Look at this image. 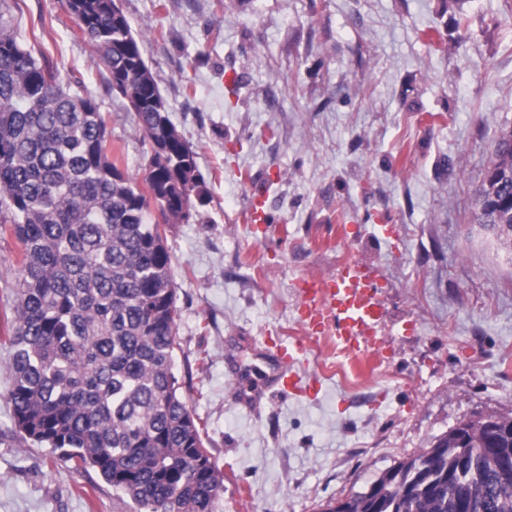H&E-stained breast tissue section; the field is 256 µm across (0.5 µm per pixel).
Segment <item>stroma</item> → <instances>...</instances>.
<instances>
[{
    "mask_svg": "<svg viewBox=\"0 0 512 512\" xmlns=\"http://www.w3.org/2000/svg\"><path fill=\"white\" fill-rule=\"evenodd\" d=\"M121 6L211 197L210 223L166 235L176 373L224 473V512H319L458 422L512 416V252L474 207L512 130V0ZM38 17V49L99 102L113 155L141 176L136 116L60 0L0 19L27 35ZM259 188L269 220L252 224ZM348 259L381 281L384 361L296 318L298 279ZM281 340L304 342L309 396L258 389L262 351ZM9 355L0 341V512H135L95 470L16 434Z\"/></svg>",
    "mask_w": 512,
    "mask_h": 512,
    "instance_id": "obj_1",
    "label": "stroma"
}]
</instances>
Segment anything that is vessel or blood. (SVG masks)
Listing matches in <instances>:
<instances>
[{
    "instance_id": "b4317fda",
    "label": "vessel or blood",
    "mask_w": 512,
    "mask_h": 512,
    "mask_svg": "<svg viewBox=\"0 0 512 512\" xmlns=\"http://www.w3.org/2000/svg\"><path fill=\"white\" fill-rule=\"evenodd\" d=\"M379 286L365 266L356 261L344 262L328 278L301 280L300 319L310 334L334 336L344 352L385 358L387 343L375 335L372 326ZM304 353L305 347L299 342L276 345L272 380L279 388H296L291 369Z\"/></svg>"
}]
</instances>
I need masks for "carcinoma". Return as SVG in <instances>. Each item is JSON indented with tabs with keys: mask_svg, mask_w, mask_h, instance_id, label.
Returning <instances> with one entry per match:
<instances>
[{
	"mask_svg": "<svg viewBox=\"0 0 512 512\" xmlns=\"http://www.w3.org/2000/svg\"><path fill=\"white\" fill-rule=\"evenodd\" d=\"M135 113L142 179L112 157L107 119L0 21V235L19 278L3 333L15 430L87 467L137 512H224V474L175 374L177 293L165 225L203 220L197 154L114 0H61ZM476 220L512 246V134L495 139ZM512 434L483 419L402 460L344 512H512Z\"/></svg>",
	"mask_w": 512,
	"mask_h": 512,
	"instance_id": "cac0c4a2",
	"label": "carcinoma"
}]
</instances>
